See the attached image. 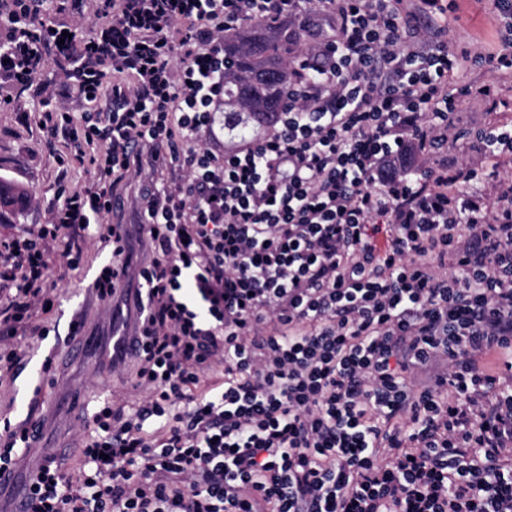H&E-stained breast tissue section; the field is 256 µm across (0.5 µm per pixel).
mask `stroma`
Masks as SVG:
<instances>
[{
	"mask_svg": "<svg viewBox=\"0 0 512 512\" xmlns=\"http://www.w3.org/2000/svg\"><path fill=\"white\" fill-rule=\"evenodd\" d=\"M458 11L442 19V39L449 49L468 52L477 65L460 71L461 81L475 85L496 84L494 97H465L460 101L464 122L480 127L490 122L512 121V81H501L482 55L495 51L501 41L492 20L493 9L488 0H458ZM41 97L31 90L15 99L11 106L0 108V181L23 188L25 201L15 210L0 214V238L19 233L27 225L43 224L50 206L61 190L90 179L81 168L65 169L54 160L64 148L63 141L49 142L36 124L23 121L21 110L38 109ZM83 258L78 268L66 271L53 292L54 307L47 316L54 333L47 339L35 336L20 341L23 360L14 373L0 379V419L18 425L26 420L44 422L37 448L22 455L14 469L15 482L0 487V505L9 506L26 485L39 455L49 453L63 459L66 469H73L92 431L81 410L101 397L114 402H134L138 394L132 389L126 373L108 374L83 360L68 358L66 339L72 321L85 322L86 332L107 335L111 332L112 310L87 296L86 289L100 269L112 259L111 250L89 236L76 238ZM56 357L55 375L43 374L42 366Z\"/></svg>",
	"mask_w": 512,
	"mask_h": 512,
	"instance_id": "1",
	"label": "stroma"
}]
</instances>
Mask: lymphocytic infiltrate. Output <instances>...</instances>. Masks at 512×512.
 Wrapping results in <instances>:
<instances>
[{"instance_id": "f902f5d3", "label": "lymphocytic infiltrate", "mask_w": 512, "mask_h": 512, "mask_svg": "<svg viewBox=\"0 0 512 512\" xmlns=\"http://www.w3.org/2000/svg\"><path fill=\"white\" fill-rule=\"evenodd\" d=\"M68 0H0V82L69 67L59 164L94 171L47 223L0 239V371L18 334L46 338L53 269L93 232L94 280L133 295V407H92L73 472L46 456L28 512H512V179L449 172L434 148L512 161V123L465 127L466 56L410 26V0H94L98 31L54 17ZM283 19L316 48L273 132L227 151L224 34ZM25 41H18V32ZM136 232L109 220L143 163ZM151 251L134 263V241Z\"/></svg>"}]
</instances>
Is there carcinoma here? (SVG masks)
<instances>
[{
  "mask_svg": "<svg viewBox=\"0 0 512 512\" xmlns=\"http://www.w3.org/2000/svg\"><path fill=\"white\" fill-rule=\"evenodd\" d=\"M305 32L259 21L224 38V129L230 140L274 124L293 86L291 57Z\"/></svg>",
  "mask_w": 512,
  "mask_h": 512,
  "instance_id": "cac0c4a2",
  "label": "carcinoma"
}]
</instances>
